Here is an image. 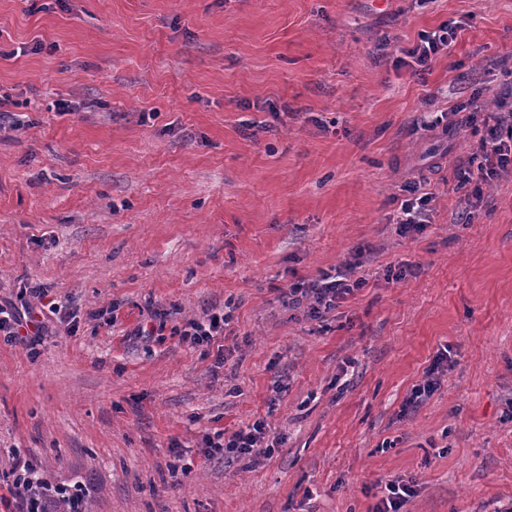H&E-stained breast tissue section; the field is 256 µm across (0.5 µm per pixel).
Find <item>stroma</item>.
<instances>
[{
    "instance_id": "stroma-1",
    "label": "stroma",
    "mask_w": 512,
    "mask_h": 512,
    "mask_svg": "<svg viewBox=\"0 0 512 512\" xmlns=\"http://www.w3.org/2000/svg\"><path fill=\"white\" fill-rule=\"evenodd\" d=\"M510 83L512 0H0V302L36 283L72 317L0 339V512L21 462L95 512H374L411 476L401 512H512V175L460 223L473 129L413 127ZM411 174L434 197L404 238ZM357 250L336 310L281 305ZM258 420L263 447L203 455ZM457 26L445 23L435 31H424L419 35V41L409 49L402 50L413 62L427 70L444 51L448 50L457 39ZM224 324V313L222 315L214 313L205 321L186 322L183 329L179 330V336H182L184 341L189 340L194 344L209 343L214 336L223 335ZM447 368L448 355L440 353L426 370V378L423 383L413 388L411 397L408 399L406 405L408 407H415L433 396L438 390L441 376L447 371ZM416 485L414 478L389 483L386 486L388 494L376 505L375 512H400L404 503L414 496Z\"/></svg>"
}]
</instances>
